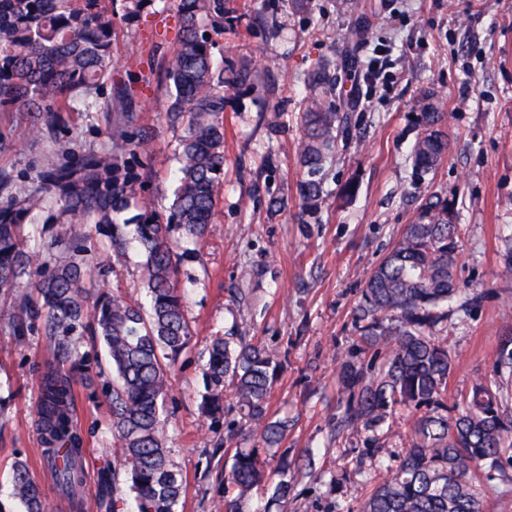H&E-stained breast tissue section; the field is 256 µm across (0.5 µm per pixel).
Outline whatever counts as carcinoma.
Instances as JSON below:
<instances>
[{
  "mask_svg": "<svg viewBox=\"0 0 512 512\" xmlns=\"http://www.w3.org/2000/svg\"><path fill=\"white\" fill-rule=\"evenodd\" d=\"M153 0H0V112H24L30 130L54 142V155L35 172L37 187L25 185L0 202V290L28 288L36 302H23L13 313L17 332L40 322L53 343L56 364L42 374L38 402L42 444L48 448L53 483L73 503L82 498L83 448L74 428L71 377L60 371L82 365L76 337L92 325L112 363V461L103 478V499L112 512L125 494L137 512H178L185 493L182 474L166 448L165 403L176 361L192 332L178 288V253L170 236L176 225L185 237L201 240L215 213L224 184V113L227 92L254 84L249 64L217 66L215 37L224 33V0H178L181 34L163 55L159 69L127 71L114 80V19L138 22ZM356 16L351 36L364 33L358 0H345ZM337 66L319 60L304 73L308 90L300 123L304 135L296 156L303 171L297 183L306 212L324 195L325 163L346 129L336 101H352L340 85ZM156 81L167 96L166 120L182 128L173 150L175 183L162 215L144 195L152 170L144 163L151 132L139 125L136 103L143 87ZM100 112L109 135L105 151L75 150V136H61L62 113ZM412 146L418 179L435 174L448 156L447 113L432 94L415 113ZM139 210L135 240L145 255L144 283L149 311L141 305L90 292L97 263L92 234L108 239L112 259L121 263L129 239L118 215ZM63 224L54 246L64 259L31 277L23 248L27 224ZM460 239L456 200L432 193L421 199L410 223L365 280L353 310V322L367 349L385 352L378 373L352 363L341 370L340 387L348 399L340 422L371 435L399 407L411 426L397 469L372 491L357 512H485L476 480L482 467H512V409L503 374L512 376V336L499 348L497 378L475 381L462 396L461 409L448 414V377L454 363L448 346L433 329L448 319L438 311L454 295ZM278 367L277 354L242 330L211 338L203 367V411L218 421L229 411L241 426L228 428L260 440L262 448H237L224 476L218 512H244L260 490L272 489L271 501L286 503L298 477L320 476L288 453H277L287 422L273 420L268 398ZM234 403L225 404L224 387ZM15 497L25 512H47L40 485L25 464L15 466Z\"/></svg>",
  "mask_w": 512,
  "mask_h": 512,
  "instance_id": "carcinoma-1",
  "label": "carcinoma"
}]
</instances>
